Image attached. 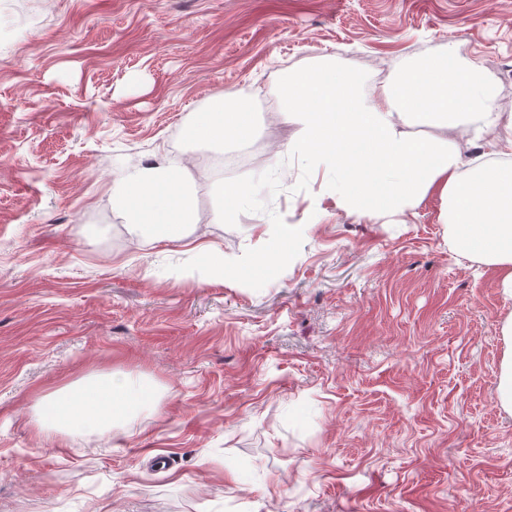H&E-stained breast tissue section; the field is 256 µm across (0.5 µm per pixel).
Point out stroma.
I'll return each mask as SVG.
<instances>
[{
    "instance_id": "1",
    "label": "stroma",
    "mask_w": 512,
    "mask_h": 512,
    "mask_svg": "<svg viewBox=\"0 0 512 512\" xmlns=\"http://www.w3.org/2000/svg\"><path fill=\"white\" fill-rule=\"evenodd\" d=\"M451 43L512 108V0L0 6V512H512L496 271L439 196L393 224L337 209L279 117L288 71L326 58L370 89ZM226 93L249 139L175 140ZM157 156L196 178L192 243L138 244L112 206ZM261 174L264 202L215 222ZM209 245L235 267L207 273ZM110 372L158 411L35 434L38 397ZM253 189L243 183H230L224 187V208L216 213L220 222L226 219H233L239 209L252 196Z\"/></svg>"
}]
</instances>
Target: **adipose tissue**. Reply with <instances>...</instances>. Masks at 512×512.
Masks as SVG:
<instances>
[{"instance_id":"adipose-tissue-1","label":"adipose tissue","mask_w":512,"mask_h":512,"mask_svg":"<svg viewBox=\"0 0 512 512\" xmlns=\"http://www.w3.org/2000/svg\"><path fill=\"white\" fill-rule=\"evenodd\" d=\"M284 122L299 128L297 150L308 165L330 174L325 191L338 208L392 223L429 194H439L455 248L478 257L499 274L512 299V162L485 134L512 132L481 64L461 56L456 44L437 56L399 68L368 91L331 64L287 73L282 81ZM488 156H464L453 130ZM253 133L248 105L216 97L187 126L192 142L246 139ZM196 185L186 167L159 160L128 169L112 186V202L139 243L190 238L197 222ZM159 399L146 382L111 373L44 396L41 432L108 433L121 420Z\"/></svg>"}]
</instances>
